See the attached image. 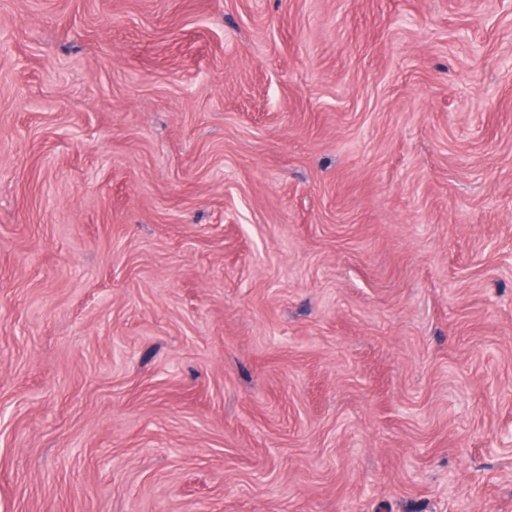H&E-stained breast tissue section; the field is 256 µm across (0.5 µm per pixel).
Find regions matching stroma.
Here are the masks:
<instances>
[{
    "instance_id": "obj_1",
    "label": "stroma",
    "mask_w": 512,
    "mask_h": 512,
    "mask_svg": "<svg viewBox=\"0 0 512 512\" xmlns=\"http://www.w3.org/2000/svg\"><path fill=\"white\" fill-rule=\"evenodd\" d=\"M0 512H512V0H0Z\"/></svg>"
}]
</instances>
